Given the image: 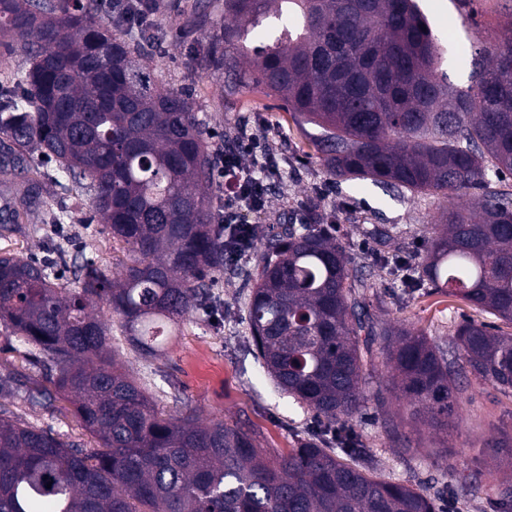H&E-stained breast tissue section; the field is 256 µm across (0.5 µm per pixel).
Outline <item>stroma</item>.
<instances>
[{
	"mask_svg": "<svg viewBox=\"0 0 512 512\" xmlns=\"http://www.w3.org/2000/svg\"><path fill=\"white\" fill-rule=\"evenodd\" d=\"M159 2V39L150 65L165 85L191 92L200 117L214 133L211 148H223L225 135L245 128L283 162L285 178L269 195L266 213L248 218L257 238H264L277 214L302 218L304 202L320 198L322 208L336 210L340 216L336 237L345 246L352 267L374 269L376 285L367 289L366 300L375 317L412 325L440 343L449 342L454 322L462 317L490 321V314L469 307L458 297L431 288L406 292L399 279L375 265L377 253L406 244L416 255H423L436 232L442 199L401 194L369 181L333 180L317 158L308 135L278 99L258 89L244 95L228 93L223 76L204 68L203 52L217 33L214 21L224 16V0ZM418 3L441 47L440 68L449 84L468 88L474 82L475 65L482 60L484 46L512 28V11L504 0ZM204 14L211 17V24L201 23ZM91 215L86 205L61 227L42 223L37 214L26 216L19 224H0V253L40 258L63 237L69 241V257L84 256L112 267L121 252L114 248L103 225L91 222ZM377 224L388 230L386 242L373 236ZM252 273L247 262L217 272L212 292L223 302V312L214 315L204 309L193 311L181 319L177 335L168 337L155 357L140 356L117 323L112 326V347L117 361L161 409L190 414L203 423L221 420L238 427L255 439L265 457L273 458L297 447L311 431L314 419L310 410L275 387L255 356L246 323ZM16 411L37 427L67 435L77 447L95 445L72 416L67 401H56L44 409L21 404ZM384 416V410L371 405L354 420L364 459L374 475L444 490L453 477L476 473L482 481L480 492L449 495L448 512H498L493 487L506 479L508 472L502 464L512 456L500 446L501 440L512 437V393L468 378L443 459L433 449L400 453L384 429Z\"/></svg>",
	"mask_w": 512,
	"mask_h": 512,
	"instance_id": "35a3bbf8",
	"label": "stroma"
}]
</instances>
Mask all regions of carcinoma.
Masks as SVG:
<instances>
[{
    "mask_svg": "<svg viewBox=\"0 0 512 512\" xmlns=\"http://www.w3.org/2000/svg\"><path fill=\"white\" fill-rule=\"evenodd\" d=\"M236 24L214 22L207 66L224 86H261L301 125L335 180H369L445 202L442 231L421 259L378 263L408 289L428 283L512 327V29L484 49L473 86L438 76L440 52L414 0H224ZM263 28L267 42L246 45ZM155 34L113 19L102 0H0V45L26 61L0 83V172L21 176L19 205L1 224L40 209L27 153L55 164L54 181L89 196L94 218L124 245L111 272L91 259L59 281L56 262L0 255V322L12 347L43 367L31 386L0 375L32 406L61 395L97 446L74 448L0 403V512H447L421 485L386 481L357 457L353 419L368 400L375 348L406 400L386 423L411 449L452 423L471 373L512 391V331L465 317L447 351L426 334L377 320L374 287L350 267L328 229L335 212L274 224L254 252L247 321L255 354L280 390L313 412V434L274 460L222 421L167 413L117 363L118 315L145 357L178 320L218 308L208 277L224 267V224L213 204L220 158L191 94L165 86L144 59ZM481 191L476 207L459 204Z\"/></svg>",
    "mask_w": 512,
    "mask_h": 512,
    "instance_id": "carcinoma-1",
    "label": "carcinoma"
}]
</instances>
